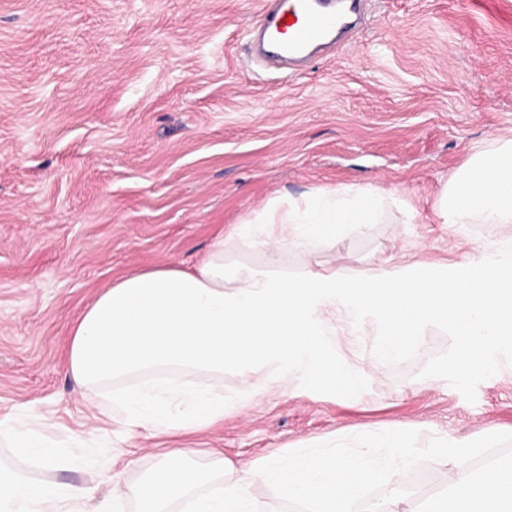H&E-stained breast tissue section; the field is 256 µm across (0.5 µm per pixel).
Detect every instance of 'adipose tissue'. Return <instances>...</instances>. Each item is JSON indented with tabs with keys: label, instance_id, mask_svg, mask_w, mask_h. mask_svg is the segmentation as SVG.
I'll list each match as a JSON object with an SVG mask.
<instances>
[{
	"label": "adipose tissue",
	"instance_id": "obj_1",
	"mask_svg": "<svg viewBox=\"0 0 512 512\" xmlns=\"http://www.w3.org/2000/svg\"><path fill=\"white\" fill-rule=\"evenodd\" d=\"M382 191L314 190L301 205L280 211L267 204L246 223L218 235L190 268L160 265L112 281L73 324L68 372L93 401L111 403L124 430L154 434L198 430L245 412L258 392L228 396L224 369L268 368L270 387L287 395L292 372L311 375L348 398L361 391L370 369L417 348L427 325L444 326L458 340L464 369L487 371L499 353L512 355V139L470 161L445 186L437 215L446 224L488 225L471 259L418 270L391 256L362 271L309 270L292 278L289 250L335 245L347 229L374 223ZM263 252L265 268L237 259L242 248ZM349 322L373 337L364 366L336 357L330 338ZM207 374L199 385L194 376ZM15 465H0V512H110L117 499L139 512H252L251 494L274 486L285 501L312 512H361L366 487L379 477L399 480L422 449L401 443V430L369 431L350 456L330 450L297 453L288 461L234 464L215 456L210 469L191 464L192 449L161 455L138 480L112 476V490L37 481L20 461L59 459L36 418H0ZM447 469L449 493L437 512H512V462L475 473L465 442L437 440L430 450Z\"/></svg>",
	"mask_w": 512,
	"mask_h": 512
}]
</instances>
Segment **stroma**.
I'll return each instance as SVG.
<instances>
[{
  "mask_svg": "<svg viewBox=\"0 0 512 512\" xmlns=\"http://www.w3.org/2000/svg\"><path fill=\"white\" fill-rule=\"evenodd\" d=\"M260 0H0V418L36 415L60 457L30 477L137 480L156 455L232 461L327 447L370 430L407 443L477 442L474 469L512 460V364L469 373L429 326L420 348L370 370L352 399L308 378L194 432L119 443L106 403L67 374L71 328L112 281L191 266L267 202L323 189L393 194L375 224L330 248L292 251L290 276L389 256L429 267L473 254L485 225L440 223L437 200L479 151L512 138V0H377L372 18L296 71L250 50ZM139 466L125 470L128 457ZM446 478L430 456L364 504L426 512Z\"/></svg>",
  "mask_w": 512,
  "mask_h": 512,
  "instance_id": "stroma-1",
  "label": "stroma"
}]
</instances>
